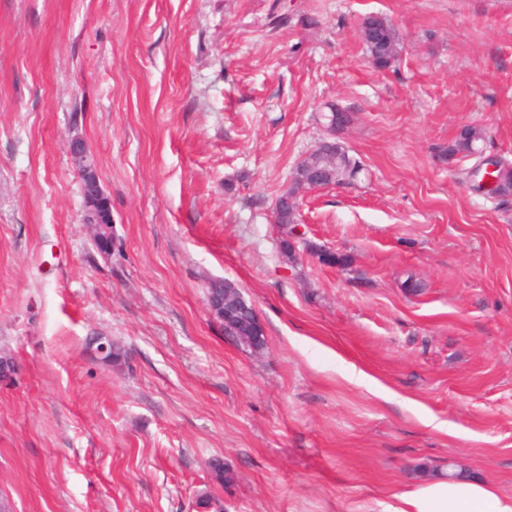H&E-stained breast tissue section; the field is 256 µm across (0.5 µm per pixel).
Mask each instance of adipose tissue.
Here are the masks:
<instances>
[{"label":"adipose tissue","mask_w":512,"mask_h":512,"mask_svg":"<svg viewBox=\"0 0 512 512\" xmlns=\"http://www.w3.org/2000/svg\"><path fill=\"white\" fill-rule=\"evenodd\" d=\"M399 499L395 512H512V497L469 478L431 480L401 493Z\"/></svg>","instance_id":"1"}]
</instances>
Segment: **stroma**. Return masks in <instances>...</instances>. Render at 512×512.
Masks as SVG:
<instances>
[{
	"mask_svg": "<svg viewBox=\"0 0 512 512\" xmlns=\"http://www.w3.org/2000/svg\"><path fill=\"white\" fill-rule=\"evenodd\" d=\"M402 34L393 66L357 33ZM337 131L356 181L276 199ZM512 160V0H0V495L13 512H392L420 465L512 496V202L444 156ZM112 203L82 222L66 143ZM421 284L410 293L406 280ZM227 280L267 344L209 313ZM124 354L102 361L91 337ZM222 460L233 482L216 480ZM365 19L380 33L383 40L396 44L402 50L405 48L403 36L389 20L379 15H369ZM483 140V129L478 126L471 125L468 127L466 136L463 138L456 137L454 143L444 150V154L447 156H454L459 154H463L464 157L471 156L475 154L473 148L476 150V144ZM68 150L73 155V150L79 151V173L80 176L91 180L92 176L97 177V164L92 151L88 148V145L79 138L71 139L68 142ZM298 164H299V162H298ZM298 164L296 166L295 173L292 178V185H291V187H293L296 190V192H295L296 198L293 197V192H290V191L288 193L282 195L278 199L279 214L281 217L282 224H279V222H278V219H277V211L278 210L276 208H274V210H275L274 220H275V223L279 224L280 226H286L285 224H289L288 225L289 233L296 240H298L300 242L301 241L304 242L303 241L304 238H303L302 234L300 233V227H299L300 225L299 224H291L292 219H295L296 209L298 206L297 196L300 193L305 192L307 190L331 186V185H335V184H333V183L325 184V183L320 182L318 179H310L309 174L305 173L304 170H301L298 168ZM86 210L93 218L98 220L97 224H93L92 218L85 212L84 224H93L91 226L92 246L98 251V240H112V207L110 200L103 194L101 190H95L87 199ZM105 218V221L103 220ZM94 231V232H93ZM95 237V238H93Z\"/></svg>",
	"mask_w": 512,
	"mask_h": 512,
	"instance_id": "stroma-1",
	"label": "stroma"
}]
</instances>
